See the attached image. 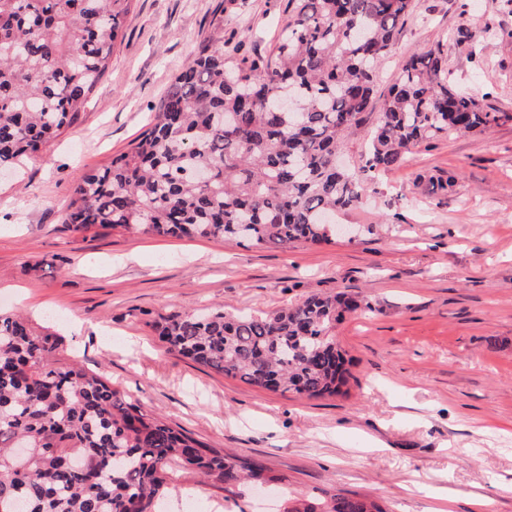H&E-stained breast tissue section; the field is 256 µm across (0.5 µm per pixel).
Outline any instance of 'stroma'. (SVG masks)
I'll use <instances>...</instances> for the list:
<instances>
[{"label":"stroma","instance_id":"stroma-1","mask_svg":"<svg viewBox=\"0 0 512 512\" xmlns=\"http://www.w3.org/2000/svg\"><path fill=\"white\" fill-rule=\"evenodd\" d=\"M468 9H461V2ZM501 0H415L377 71L384 97L413 53L443 46L448 76L508 120L419 148L337 214L355 239L279 249L63 224L75 186L147 129L197 43L267 54L287 0H133L112 64L79 121L42 156L0 178V311L59 336L55 360L80 361L142 410L213 447L283 474L270 500L233 498L177 474L171 512L192 491L209 512H287L322 491L356 492L386 512H512V13ZM493 20L497 37L477 30ZM473 34L475 55L453 44ZM445 183L442 191L434 183ZM355 294L346 314L342 394L309 400L252 387L169 354L146 320L173 309L262 314L311 294Z\"/></svg>","mask_w":512,"mask_h":512}]
</instances>
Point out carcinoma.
Masks as SVG:
<instances>
[{
    "mask_svg": "<svg viewBox=\"0 0 512 512\" xmlns=\"http://www.w3.org/2000/svg\"><path fill=\"white\" fill-rule=\"evenodd\" d=\"M133 0H0V169L77 121L108 70ZM414 0H288L272 50L237 62L201 40L151 126L84 175L63 222L287 249L331 244L324 222L418 146L509 118L448 80L442 46L403 62L375 122L374 75ZM367 137L356 169L336 165ZM365 300L310 295L262 315L174 310L147 322L168 350L261 390L332 397L347 382L333 334ZM58 337L0 313V512H154L172 475L224 489L282 480L132 403L76 363L50 366ZM289 512H385L325 493Z\"/></svg>",
    "mask_w": 512,
    "mask_h": 512,
    "instance_id": "carcinoma-1",
    "label": "carcinoma"
}]
</instances>
